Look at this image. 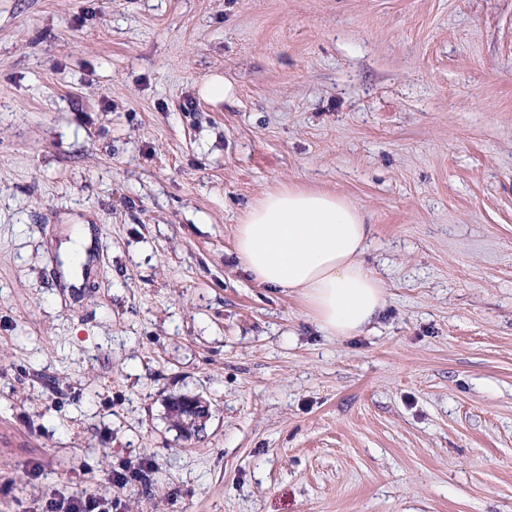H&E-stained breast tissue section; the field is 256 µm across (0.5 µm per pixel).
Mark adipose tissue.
<instances>
[{
    "instance_id": "1",
    "label": "adipose tissue",
    "mask_w": 512,
    "mask_h": 512,
    "mask_svg": "<svg viewBox=\"0 0 512 512\" xmlns=\"http://www.w3.org/2000/svg\"><path fill=\"white\" fill-rule=\"evenodd\" d=\"M372 227L343 199L286 187L265 194L238 224L235 252L253 280L296 290L318 328L329 336L360 333L382 313L383 283L359 261ZM91 228L62 245L65 286L78 287L92 271Z\"/></svg>"
}]
</instances>
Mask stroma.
Segmentation results:
<instances>
[{
    "instance_id": "stroma-1",
    "label": "stroma",
    "mask_w": 512,
    "mask_h": 512,
    "mask_svg": "<svg viewBox=\"0 0 512 512\" xmlns=\"http://www.w3.org/2000/svg\"><path fill=\"white\" fill-rule=\"evenodd\" d=\"M291 186L373 227L358 335L235 255ZM82 492L512 512V0H0V512ZM201 93L204 97L214 101L230 102L235 97L234 86L225 78L207 80L201 88ZM79 226V236L73 242L69 241L60 246L61 252H65L67 256L60 273L62 283L67 288L81 286L94 268V264H87L94 245L91 227L88 224H79Z\"/></svg>"
}]
</instances>
